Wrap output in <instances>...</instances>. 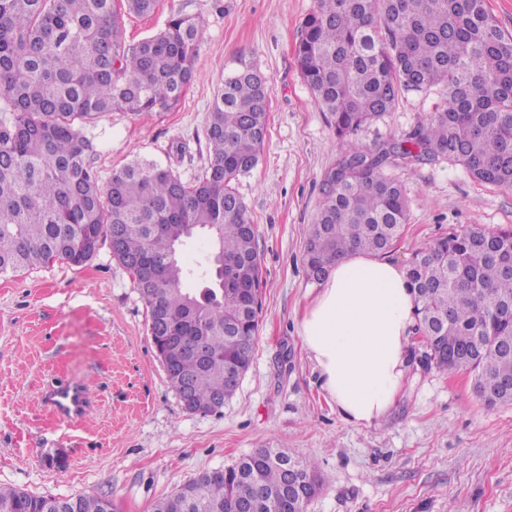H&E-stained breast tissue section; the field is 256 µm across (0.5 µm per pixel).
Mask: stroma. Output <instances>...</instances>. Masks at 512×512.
<instances>
[{"mask_svg": "<svg viewBox=\"0 0 512 512\" xmlns=\"http://www.w3.org/2000/svg\"><path fill=\"white\" fill-rule=\"evenodd\" d=\"M316 0H158L125 16L127 42L165 29L178 12L203 24L196 76L171 110L143 119L115 110L85 128L99 182L137 157L183 181L208 164L203 129L224 79L249 64L269 87L268 132L258 165L234 187L256 224L261 306L256 350L234 397L217 412L188 413L153 345L145 303L102 245L85 265L57 261L0 275V485L66 498L92 493L119 512L154 503L198 474L252 450L283 445L314 459L323 486L306 512H512V404L485 409L464 370L423 360L412 333L407 376L391 410L369 425L342 420L304 352L299 317L318 286L306 279V232L339 141L302 80L294 47ZM443 102L442 87L408 92L364 127L362 148L397 138ZM410 220L389 261L407 267L432 240L479 224L512 226V188L475 182L439 159L392 165ZM90 384L78 421L41 403L49 386Z\"/></svg>", "mask_w": 512, "mask_h": 512, "instance_id": "obj_1", "label": "stroma"}]
</instances>
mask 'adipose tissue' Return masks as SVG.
<instances>
[{
  "instance_id": "adipose-tissue-1",
  "label": "adipose tissue",
  "mask_w": 512,
  "mask_h": 512,
  "mask_svg": "<svg viewBox=\"0 0 512 512\" xmlns=\"http://www.w3.org/2000/svg\"><path fill=\"white\" fill-rule=\"evenodd\" d=\"M415 322L403 268L358 253L337 261L307 302L302 347L346 423L369 425L392 408Z\"/></svg>"
}]
</instances>
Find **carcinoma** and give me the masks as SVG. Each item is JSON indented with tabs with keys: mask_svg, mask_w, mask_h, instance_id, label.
I'll return each mask as SVG.
<instances>
[{
	"mask_svg": "<svg viewBox=\"0 0 512 512\" xmlns=\"http://www.w3.org/2000/svg\"><path fill=\"white\" fill-rule=\"evenodd\" d=\"M158 0H0V274H21L57 260L82 266L120 232L113 258L132 276L150 329L175 325L202 336L211 358L171 353L168 380L181 393L192 380L194 405L210 411L225 371L248 369L257 309L239 292L259 293L256 225L233 182L259 163L269 93L244 65L224 79L204 136L209 161L183 181L155 161L135 159L99 184L85 126L114 109L149 117L171 109L194 79L203 36L196 17L178 13L165 30L136 44L124 37L127 14H151ZM302 79L342 144L320 183L309 225L305 274L321 281L347 252H390L409 221L401 180L385 174L439 158L482 184L512 187V36L484 0H317L295 46ZM444 88L441 108L404 137L360 149L351 137L390 112L405 92ZM212 251L198 268L176 249L196 233ZM150 258L155 279L134 260ZM415 330L442 371L466 369L488 409L512 394L485 393L512 382V227L478 225L436 238L407 268ZM448 345L455 355L439 348ZM280 460L256 448L236 464L206 471L154 504L153 512H288L256 486L278 491ZM0 512H118L111 499L35 495L0 486Z\"/></svg>",
	"mask_w": 512,
	"mask_h": 512,
	"instance_id": "1",
	"label": "carcinoma"
}]
</instances>
